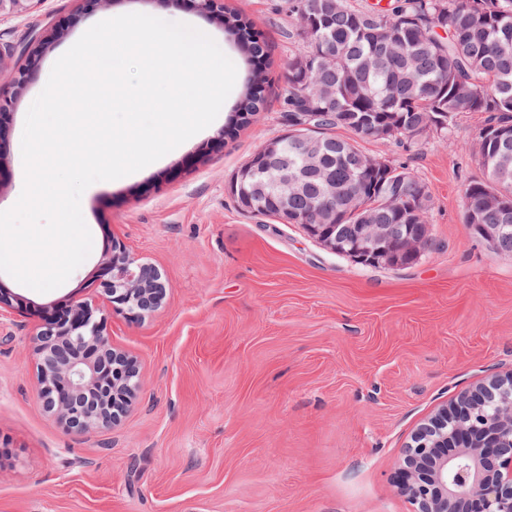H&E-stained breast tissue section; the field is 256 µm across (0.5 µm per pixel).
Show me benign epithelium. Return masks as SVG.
<instances>
[{
    "label": "benign epithelium",
    "mask_w": 512,
    "mask_h": 512,
    "mask_svg": "<svg viewBox=\"0 0 512 512\" xmlns=\"http://www.w3.org/2000/svg\"><path fill=\"white\" fill-rule=\"evenodd\" d=\"M40 0H0V13H26ZM193 11L220 15L218 0H174ZM59 36L51 30L26 47L25 63L8 74L0 73V129L9 123L14 95L39 65L48 45ZM324 143L302 132L289 146L277 138L266 143L252 164L251 176L264 165L283 159L290 149L301 160V178L311 172L327 192L304 211L302 227L313 240L352 260L399 266L420 257L429 239L412 224H386L379 211L355 193L346 179L341 195L336 183L323 173L318 156ZM363 212L360 224H342V211ZM478 235L498 252L512 236L509 224H476ZM98 285L108 306L138 319L157 310L167 294L160 273L140 262L125 245L112 241V255L99 268ZM72 318L52 325L31 302L0 289V309L22 317H36L41 329L33 338L39 372L38 397L43 406L75 432L94 425L112 426L125 412L139 380L137 361L109 342L104 334L102 309L74 302ZM406 468L400 489L408 495L414 512H512V374L494 376L444 408L422 425L405 451Z\"/></svg>",
    "instance_id": "7a95c632"
}]
</instances>
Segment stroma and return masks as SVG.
Masks as SVG:
<instances>
[{
    "label": "stroma",
    "mask_w": 512,
    "mask_h": 512,
    "mask_svg": "<svg viewBox=\"0 0 512 512\" xmlns=\"http://www.w3.org/2000/svg\"><path fill=\"white\" fill-rule=\"evenodd\" d=\"M225 2L269 44L263 109L217 143L250 77L247 57L208 15L172 9V21L208 29L237 68L216 129L83 192L94 246L62 286L40 293L0 275L37 305L91 301L118 240L168 285L163 307L141 320L106 311L105 333L136 358L139 384L118 425L80 433L38 399L37 319L0 312V512H413L399 478L415 431L512 373V257L463 222L464 191L484 177V113L458 114L448 139L415 152L361 142L426 184L433 246L408 268L358 265L229 197V178L287 127L299 24L284 0ZM158 4L89 12L79 0H39L0 16L6 69L24 63L31 37L62 30L0 136V210L23 190L25 117L60 54L95 23Z\"/></svg>",
    "instance_id": "1"
}]
</instances>
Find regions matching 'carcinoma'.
<instances>
[{
	"mask_svg": "<svg viewBox=\"0 0 512 512\" xmlns=\"http://www.w3.org/2000/svg\"><path fill=\"white\" fill-rule=\"evenodd\" d=\"M286 9L305 13L308 26L288 64L283 135L308 131L323 138V162L336 181L361 179V197L373 204L395 195L392 223L420 224L428 233L431 198L424 182L417 203L386 176L390 167L417 179L405 164L387 161L383 170H363L367 156L357 141L381 135L361 118L393 127L387 139L411 148L447 137L455 115L483 112L477 144L485 178L465 190L464 223L512 224V0H394L370 10L347 0H286ZM224 30L243 45L252 66L239 116L224 128V137L232 138L264 103L267 46L237 12H224ZM322 47L336 53V69L322 67ZM328 86L336 88V99L323 98ZM339 129L349 136L336 134ZM298 166L281 163L262 174L268 196L250 213L272 218L286 208L288 223H300L301 197L318 194L317 180L292 185L286 200L279 190Z\"/></svg>",
	"mask_w": 512,
	"mask_h": 512,
	"instance_id": "carcinoma-1",
	"label": "carcinoma"
}]
</instances>
